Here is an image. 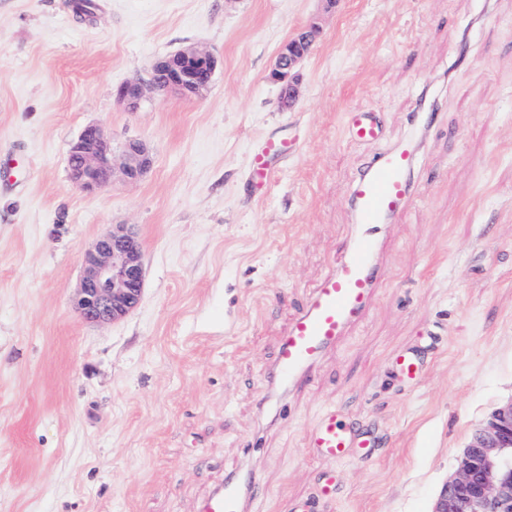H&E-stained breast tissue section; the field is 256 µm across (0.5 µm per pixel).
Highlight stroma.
Instances as JSON below:
<instances>
[{
    "instance_id": "1",
    "label": "stroma",
    "mask_w": 512,
    "mask_h": 512,
    "mask_svg": "<svg viewBox=\"0 0 512 512\" xmlns=\"http://www.w3.org/2000/svg\"><path fill=\"white\" fill-rule=\"evenodd\" d=\"M0 0V512H198L225 477L252 512H431L476 429L512 400V0ZM320 34L297 103L268 72L303 23ZM187 45L219 66L206 95L115 90ZM414 197L383 233L367 317L261 418L289 318L355 217L347 194L406 138L421 97ZM378 114L353 145L345 113ZM90 124L153 166L94 194L69 178ZM296 144L265 189L262 138ZM135 225L139 305L83 322L71 299L110 225ZM415 355L417 383L396 358ZM333 407L377 446L336 465L305 433ZM336 490L322 495L326 471Z\"/></svg>"
}]
</instances>
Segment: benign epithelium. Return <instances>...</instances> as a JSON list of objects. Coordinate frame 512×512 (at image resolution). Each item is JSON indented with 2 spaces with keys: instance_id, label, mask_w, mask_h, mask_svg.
Wrapping results in <instances>:
<instances>
[{
  "instance_id": "benign-epithelium-1",
  "label": "benign epithelium",
  "mask_w": 512,
  "mask_h": 512,
  "mask_svg": "<svg viewBox=\"0 0 512 512\" xmlns=\"http://www.w3.org/2000/svg\"><path fill=\"white\" fill-rule=\"evenodd\" d=\"M320 27L310 22L297 28L280 47L268 79L279 89V106L290 108L298 99V67L314 51ZM218 59L196 45L185 46L158 59L148 78H134L119 86L117 101L136 110L147 92L181 98L203 96L210 88ZM69 177L88 193L112 183L115 167L112 146L98 125L87 126L72 143ZM152 165L146 145L126 142L121 173L140 180ZM144 269L137 235L125 225L110 227L84 258L83 276L72 304L79 316L94 324H108L135 309L142 296ZM432 512H512V400L497 407L463 449L455 475L447 480Z\"/></svg>"
}]
</instances>
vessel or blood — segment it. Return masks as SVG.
Instances as JSON below:
<instances>
[{
    "instance_id": "vessel-or-blood-1",
    "label": "vessel or blood",
    "mask_w": 512,
    "mask_h": 512,
    "mask_svg": "<svg viewBox=\"0 0 512 512\" xmlns=\"http://www.w3.org/2000/svg\"><path fill=\"white\" fill-rule=\"evenodd\" d=\"M344 127L348 137L360 144L382 137L378 119L365 110L346 113ZM287 151V143L266 141L252 159V179L261 186L269 184L270 160ZM414 163L412 148L402 142L371 158L353 180L349 202L356 226L305 305L289 319L278 357L266 373L270 388L305 384L324 356L365 317L385 277L380 231L408 205ZM306 443L313 457L330 463L371 453L375 446L369 435L351 430L332 409L309 430ZM263 494L259 483L235 475L203 500L199 512H246L248 501Z\"/></svg>"
}]
</instances>
